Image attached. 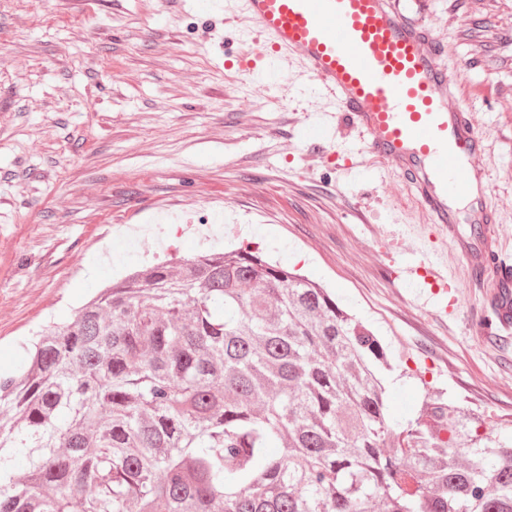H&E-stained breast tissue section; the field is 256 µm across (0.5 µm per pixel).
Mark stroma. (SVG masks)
Returning <instances> with one entry per match:
<instances>
[{"mask_svg": "<svg viewBox=\"0 0 512 512\" xmlns=\"http://www.w3.org/2000/svg\"><path fill=\"white\" fill-rule=\"evenodd\" d=\"M425 8L462 71L512 266V0ZM240 49L233 12L190 0H0V372L129 271L247 242L383 335L395 421L438 391L511 421L512 326H477L496 289L473 283L470 225L443 234L394 166L353 153L337 113L212 68ZM319 121L329 139L304 140Z\"/></svg>", "mask_w": 512, "mask_h": 512, "instance_id": "1", "label": "stroma"}]
</instances>
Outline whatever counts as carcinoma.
I'll return each mask as SVG.
<instances>
[{
  "label": "carcinoma",
  "instance_id": "obj_1",
  "mask_svg": "<svg viewBox=\"0 0 512 512\" xmlns=\"http://www.w3.org/2000/svg\"><path fill=\"white\" fill-rule=\"evenodd\" d=\"M0 375V512H512V439L427 397L388 414V344L248 248L161 261Z\"/></svg>",
  "mask_w": 512,
  "mask_h": 512
}]
</instances>
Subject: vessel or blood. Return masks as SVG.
Returning <instances> with one entry per match:
<instances>
[{"instance_id":"vessel-or-blood-1","label":"vessel or blood","mask_w":512,"mask_h":512,"mask_svg":"<svg viewBox=\"0 0 512 512\" xmlns=\"http://www.w3.org/2000/svg\"><path fill=\"white\" fill-rule=\"evenodd\" d=\"M234 2L247 55L296 61L286 85L316 94L319 111L345 113L363 152L395 164L432 223L454 229L462 216L449 200L467 198L464 217L480 228L470 263L502 289L498 321L512 324V280L490 263L497 239L483 139L429 17L414 0Z\"/></svg>"}]
</instances>
